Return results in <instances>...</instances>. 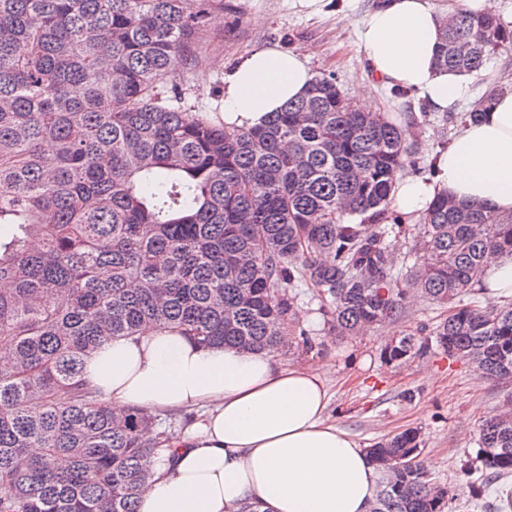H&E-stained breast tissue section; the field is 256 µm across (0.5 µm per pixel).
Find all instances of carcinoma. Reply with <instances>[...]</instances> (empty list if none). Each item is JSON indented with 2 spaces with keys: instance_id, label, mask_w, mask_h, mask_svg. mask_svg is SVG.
Returning <instances> with one entry per match:
<instances>
[{
  "instance_id": "carcinoma-1",
  "label": "carcinoma",
  "mask_w": 512,
  "mask_h": 512,
  "mask_svg": "<svg viewBox=\"0 0 512 512\" xmlns=\"http://www.w3.org/2000/svg\"><path fill=\"white\" fill-rule=\"evenodd\" d=\"M221 2L0 0V224L15 227L0 239V512H139L168 436L148 409L115 417L85 358L151 327L275 351L303 285L342 336L415 295L447 307L427 335L386 346L388 363L442 350L512 376V302L475 288L490 253H512V214L439 195L418 226L388 217L416 147L334 73L260 126L185 107L161 82L196 57ZM511 47L512 25L459 12L436 65L472 74ZM406 231L399 256L391 239ZM421 444L407 428L368 449L382 476L372 512H445ZM479 445L463 479L501 484L458 509L512 512V414L482 420Z\"/></svg>"
}]
</instances>
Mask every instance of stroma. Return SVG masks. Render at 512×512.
<instances>
[{
  "instance_id": "obj_1",
  "label": "stroma",
  "mask_w": 512,
  "mask_h": 512,
  "mask_svg": "<svg viewBox=\"0 0 512 512\" xmlns=\"http://www.w3.org/2000/svg\"><path fill=\"white\" fill-rule=\"evenodd\" d=\"M376 2L325 0L322 12L313 15L304 0H224L211 13L198 44L200 65L192 69L179 63L168 80L183 86L187 105L220 117L225 72L244 52L271 46L306 54L312 72L335 73L341 89L355 96L362 68L356 29ZM369 104L394 122L411 125L415 143L440 150V115L423 98L381 89ZM413 114L420 117L414 124L409 121ZM439 313L430 301H416L363 334L339 337L304 292L294 305V318L297 327L310 330L314 346L308 350L295 340L276 355L287 365L321 374L331 392L329 420L363 447L410 427L418 429L422 456L433 463L430 476L457 495L462 470L480 464L481 421L512 408V380H475L472 364L440 351L400 366L384 362L386 343L431 327Z\"/></svg>"
}]
</instances>
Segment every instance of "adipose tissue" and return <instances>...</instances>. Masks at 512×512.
<instances>
[{"mask_svg":"<svg viewBox=\"0 0 512 512\" xmlns=\"http://www.w3.org/2000/svg\"><path fill=\"white\" fill-rule=\"evenodd\" d=\"M497 0H379L356 32L363 88L414 91L445 111L469 97L471 81L439 70L440 27L464 10L491 14ZM313 74L305 54L275 47L239 57L224 76V122L254 127L303 95ZM445 194L512 214V93L496 95L479 122L461 124L432 179L399 181L394 213L414 218ZM84 378L115 415L133 407L196 409L170 437L139 512H370L379 471L349 433L327 418L329 389L311 369L273 353L203 346L168 329L113 338L85 360Z\"/></svg>","mask_w":512,"mask_h":512,"instance_id":"obj_1","label":"adipose tissue"}]
</instances>
